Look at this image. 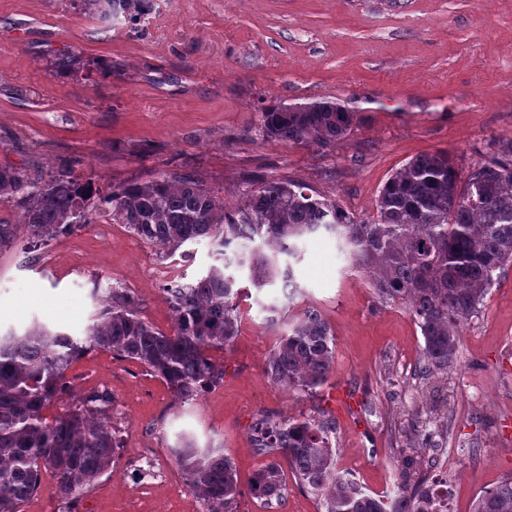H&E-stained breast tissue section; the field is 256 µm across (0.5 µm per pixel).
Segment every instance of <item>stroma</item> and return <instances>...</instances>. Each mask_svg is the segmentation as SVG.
Here are the masks:
<instances>
[{
	"mask_svg": "<svg viewBox=\"0 0 512 512\" xmlns=\"http://www.w3.org/2000/svg\"><path fill=\"white\" fill-rule=\"evenodd\" d=\"M74 57V70L55 61ZM333 100L354 114L329 149L266 138L263 107ZM512 137V0H155L139 26H107L73 0H0V166L41 173L70 160L99 188L167 170L202 182L225 210L244 180L292 179L360 216L412 158L447 151L461 176ZM177 261L97 211L44 250L0 251V332L33 321L83 334L101 300L123 288L170 332L162 292L213 263L208 242ZM290 279L255 288L237 278L238 335L212 360L222 384L177 404L137 362L95 351L73 362L69 394L107 391L105 415L124 442L111 469L77 496V512H203L173 456L178 436L220 446L241 484L265 463L249 438L260 414L336 419L339 470L367 490L393 488L420 451L403 435L440 433L434 471L452 512L512 476V267L463 327L443 378L422 372L424 340L404 305L379 302L350 271L334 235L280 256ZM317 308L335 342L328 381L277 387L264 369L301 306Z\"/></svg>",
	"mask_w": 512,
	"mask_h": 512,
	"instance_id": "stroma-1",
	"label": "stroma"
}]
</instances>
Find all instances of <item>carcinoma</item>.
<instances>
[{
  "label": "carcinoma",
  "mask_w": 512,
  "mask_h": 512,
  "mask_svg": "<svg viewBox=\"0 0 512 512\" xmlns=\"http://www.w3.org/2000/svg\"><path fill=\"white\" fill-rule=\"evenodd\" d=\"M79 2L109 24L118 18L132 24L153 8V0ZM353 124L354 114L334 101L261 110L269 139L320 148L334 146ZM248 186L229 213L203 184L177 171L101 194L66 167L46 175L0 167V199L17 198L22 208L21 224L0 225V249L20 234L25 250L39 251L75 233L92 210L106 208L114 223L158 247L162 260L207 239L222 262L194 283L163 286L174 317L170 333L145 321L127 291L111 288L83 336L38 321L20 335L0 334V512H23L48 471L56 496L73 509L75 493L93 486L123 447L101 417L110 402L104 391H88L50 422L44 417L51 402L68 394L66 372L77 358L104 350L133 359L180 403L224 381V369L206 352L231 345L238 334L233 265L247 269L261 288L280 274L277 255L296 256L297 243L320 230L336 234L350 267L367 277L378 299L410 311L424 339L423 370L431 376L454 364L462 326L479 311L494 274L512 265V138L464 180L444 151L411 159L385 182L370 217L301 182L253 178ZM334 362L329 327L308 308L270 355L265 373L276 386L308 393L328 381ZM335 431V418L323 409L302 419L256 418L252 446L268 462L254 473L248 493L266 504L280 499L286 464L301 487L322 498L325 512H449L448 482L427 478L412 457L392 493L367 492L337 468ZM176 457L205 512H237L243 491L224 449L201 450L182 433ZM473 512H512V477L483 491Z\"/></svg>",
  "instance_id": "1"
}]
</instances>
